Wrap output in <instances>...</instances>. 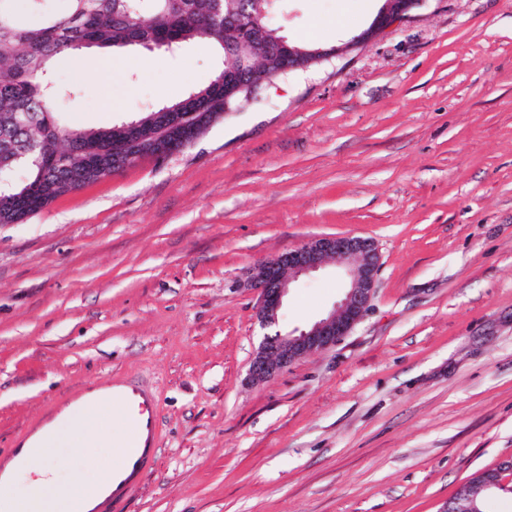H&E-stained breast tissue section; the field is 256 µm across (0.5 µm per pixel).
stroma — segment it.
Instances as JSON below:
<instances>
[{"mask_svg": "<svg viewBox=\"0 0 512 512\" xmlns=\"http://www.w3.org/2000/svg\"><path fill=\"white\" fill-rule=\"evenodd\" d=\"M381 0H283L289 42L340 47L193 144L0 224V448L68 391L136 374L160 400L128 512H440L512 456V0H421L364 44ZM56 110L100 129L208 85L201 41L83 49ZM332 235L380 254L365 318L251 382L259 262ZM288 292L291 333L344 292Z\"/></svg>", "mask_w": 512, "mask_h": 512, "instance_id": "stroma-1", "label": "stroma"}]
</instances>
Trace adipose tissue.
<instances>
[{
  "label": "adipose tissue",
  "instance_id": "obj_1",
  "mask_svg": "<svg viewBox=\"0 0 512 512\" xmlns=\"http://www.w3.org/2000/svg\"><path fill=\"white\" fill-rule=\"evenodd\" d=\"M112 410L103 407L84 413H65L40 435V454L23 472L26 491L11 489L10 494L21 512H71L72 502L91 493L112 466ZM65 449L68 456L78 457L89 470L86 478L59 479L55 455Z\"/></svg>",
  "mask_w": 512,
  "mask_h": 512
}]
</instances>
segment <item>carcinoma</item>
Masks as SVG:
<instances>
[{"label":"carcinoma","instance_id":"obj_1","mask_svg":"<svg viewBox=\"0 0 512 512\" xmlns=\"http://www.w3.org/2000/svg\"><path fill=\"white\" fill-rule=\"evenodd\" d=\"M64 13L44 11V0H28L40 15L34 26L17 22L15 0H0V187L13 195L38 189L47 206L68 191V171L55 163L60 158L83 157L112 140V128L95 131L63 126L53 110L60 96L77 94L60 87L54 78L59 56L83 47L127 48L138 43L168 41L177 47L198 38L219 45L235 44L243 36L233 20L244 17L263 29L250 42L254 61L277 72L282 61L273 49L282 39L271 27V5L266 0H69ZM247 92L224 100V72L205 87L179 102L134 118L143 132L158 123V112H197L198 131L237 110ZM29 171L26 182L15 181L18 169Z\"/></svg>","mask_w":512,"mask_h":512}]
</instances>
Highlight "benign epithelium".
Masks as SVG:
<instances>
[{
	"label": "benign epithelium",
	"instance_id": "obj_1",
	"mask_svg": "<svg viewBox=\"0 0 512 512\" xmlns=\"http://www.w3.org/2000/svg\"><path fill=\"white\" fill-rule=\"evenodd\" d=\"M422 0H384L372 24L354 38L356 42L369 41L376 30L405 16ZM341 48H317L305 50L292 46L283 39L275 52L288 55V70L303 69L320 59L332 58ZM224 84L228 94L249 89L259 92L269 84L273 75L268 67L255 64L247 53H237L233 47L225 49ZM247 70L250 81L247 85L231 82V74L239 69ZM198 117L195 112H181L175 121L164 117L163 122L148 137L136 133L127 135L117 147L107 146L101 150L102 162L96 166H83L77 180L90 183L108 175L112 159L128 163L137 157L136 149L145 145L154 150L159 158L181 151L197 138ZM328 264L344 271L347 278L344 297L327 316L296 334L278 329L280 311L290 284L301 275L316 272ZM379 271V253L371 238L352 236H322L302 247L262 261L252 268L250 284L259 293L257 321L263 330L260 343L250 361L249 375L254 381H264L300 358L322 351L336 344L349 334L354 326L367 314L371 306ZM492 469L496 480H487L483 488L503 487L502 477L512 473V457L496 462ZM439 512H476L475 495L469 484L460 486L445 502Z\"/></svg>",
	"mask_w": 512,
	"mask_h": 512
}]
</instances>
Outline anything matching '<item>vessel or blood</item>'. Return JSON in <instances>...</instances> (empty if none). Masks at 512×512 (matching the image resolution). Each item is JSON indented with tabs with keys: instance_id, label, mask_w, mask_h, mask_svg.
Returning a JSON list of instances; mask_svg holds the SVG:
<instances>
[{
	"instance_id": "b4317fda",
	"label": "vessel or blood",
	"mask_w": 512,
	"mask_h": 512,
	"mask_svg": "<svg viewBox=\"0 0 512 512\" xmlns=\"http://www.w3.org/2000/svg\"><path fill=\"white\" fill-rule=\"evenodd\" d=\"M102 403L111 404L113 419L121 421L125 429L120 441L122 462L94 492L76 500L73 512H127L132 494L156 463L160 426L153 387L134 377L116 375L68 392L63 407L79 412ZM42 427L38 421L23 429L6 448V456L19 466L30 463Z\"/></svg>"
}]
</instances>
